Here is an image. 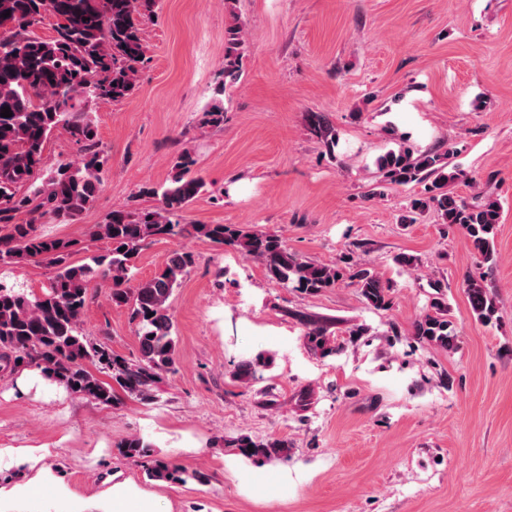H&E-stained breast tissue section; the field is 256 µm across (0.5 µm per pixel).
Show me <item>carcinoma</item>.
<instances>
[{"label":"carcinoma","mask_w":512,"mask_h":512,"mask_svg":"<svg viewBox=\"0 0 512 512\" xmlns=\"http://www.w3.org/2000/svg\"><path fill=\"white\" fill-rule=\"evenodd\" d=\"M155 0H0V110L9 107L12 116H0V264L45 262L55 270L41 295L0 281V359L13 368L35 366L50 380L72 393L110 405L116 390L152 401L162 375L175 364L176 337L169 314V299L195 263L194 254L174 251L153 277L138 283L135 261L147 241L203 237L233 248L243 258L260 262L267 275L307 294L334 288L349 278L361 290L366 304L375 309L390 304L388 285L362 264L342 268L317 263L291 251L279 236L247 229L238 224H185L183 214L202 192L204 181L191 175L195 160L184 151L175 164L170 185L163 190L145 186L141 193L158 198L151 211L112 210L104 223L94 226L92 237L107 243V253L92 263L71 261L72 243L36 233L45 217L70 224L96 201L101 174L109 158L101 149L97 127L86 112L74 111L79 101H119L136 89L137 78L148 64L141 19L153 13ZM10 12L6 18L1 14ZM51 20L55 36L43 39L33 29ZM224 84L239 76L243 30L234 25L225 31ZM309 122L326 147L336 144V134L325 118L312 113ZM65 125L84 154L82 166L61 160L44 171V152L53 129ZM201 124H224V107L216 103L203 113ZM449 153L414 155L407 148L390 151L377 159L385 178L397 184H425L413 197L404 222L435 210L444 224L459 225L485 259H493V236L499 220L498 201L486 199L469 206L448 190ZM29 219L14 222L19 213ZM473 314L491 321L495 304L474 276L465 279ZM99 288L110 290L112 305L125 309L139 345L133 362L111 349L91 342L81 324L88 304ZM417 339L443 349L455 346L456 336L448 321V306L442 292L433 297L430 310L414 325ZM309 343L323 354L335 353L324 328H308ZM264 365L262 358L240 364L236 377L249 380ZM108 372L112 383L96 372ZM227 446L251 459L286 458L288 441H255L239 436ZM123 454L135 458L146 444L132 437L119 444ZM155 480L207 481L206 474L186 470L164 461L148 468Z\"/></svg>","instance_id":"carcinoma-1"}]
</instances>
